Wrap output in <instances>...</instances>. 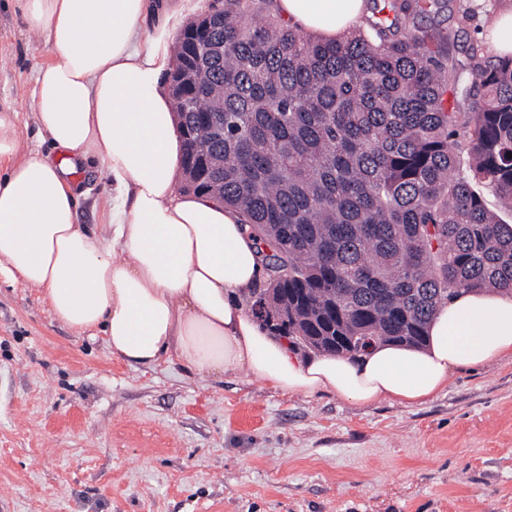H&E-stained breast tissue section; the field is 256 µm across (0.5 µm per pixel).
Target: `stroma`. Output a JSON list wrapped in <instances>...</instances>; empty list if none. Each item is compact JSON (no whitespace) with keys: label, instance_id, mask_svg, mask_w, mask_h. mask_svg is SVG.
Masks as SVG:
<instances>
[{"label":"stroma","instance_id":"1","mask_svg":"<svg viewBox=\"0 0 512 512\" xmlns=\"http://www.w3.org/2000/svg\"><path fill=\"white\" fill-rule=\"evenodd\" d=\"M488 7L447 0L430 15L460 63ZM48 59L1 8L0 111L45 153L31 92ZM72 179L77 223H106L98 161ZM0 512H512V358L454 371L419 405L290 394L243 371L129 366L0 276Z\"/></svg>","mask_w":512,"mask_h":512}]
</instances>
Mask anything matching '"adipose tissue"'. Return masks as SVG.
Here are the masks:
<instances>
[{
  "label": "adipose tissue",
  "instance_id": "ef3b65f1",
  "mask_svg": "<svg viewBox=\"0 0 512 512\" xmlns=\"http://www.w3.org/2000/svg\"><path fill=\"white\" fill-rule=\"evenodd\" d=\"M52 58L33 108L58 153L21 141L0 113V274L41 289L53 315L103 337L132 367L175 357L202 376L239 371L292 394L423 404L453 370L512 357V293L461 290L420 348L376 344L357 359L288 350L247 308L262 273L237 212L178 189L183 142L162 76L181 14L144 30L154 0H12ZM291 27L336 40L367 0H274ZM94 157L112 185L105 224L75 221L71 175Z\"/></svg>",
  "mask_w": 512,
  "mask_h": 512
}]
</instances>
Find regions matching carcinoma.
Returning <instances> with one entry per match:
<instances>
[{"instance_id": "1", "label": "carcinoma", "mask_w": 512, "mask_h": 512, "mask_svg": "<svg viewBox=\"0 0 512 512\" xmlns=\"http://www.w3.org/2000/svg\"><path fill=\"white\" fill-rule=\"evenodd\" d=\"M339 42L291 28L273 0H224L174 44L192 189L242 217L262 257L258 303L291 345L355 357L420 346L456 291H512V54L423 20L443 0H372ZM359 343L332 350L336 337Z\"/></svg>"}]
</instances>
